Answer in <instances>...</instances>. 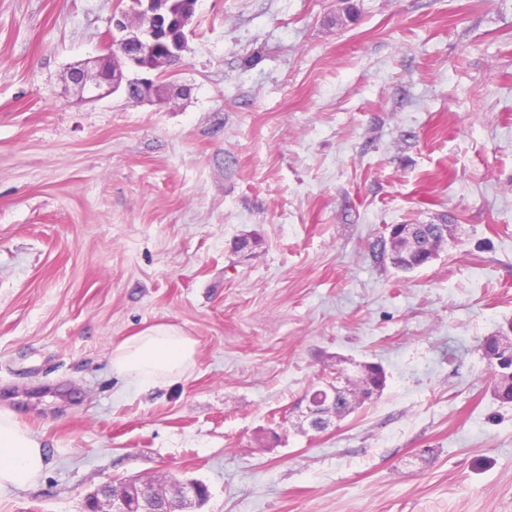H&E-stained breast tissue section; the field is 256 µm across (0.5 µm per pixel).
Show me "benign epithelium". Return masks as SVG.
Segmentation results:
<instances>
[{
    "mask_svg": "<svg viewBox=\"0 0 512 512\" xmlns=\"http://www.w3.org/2000/svg\"><path fill=\"white\" fill-rule=\"evenodd\" d=\"M144 11L149 15L145 30L132 29L125 13L112 17V31L104 41V54L91 62L81 63L70 69L69 79L76 88L77 99L85 102L102 100L120 89L140 100L165 98L158 94L155 80L148 73L155 70L151 59L155 48L163 41L171 40V71L181 66L184 55L174 42V34L183 31L186 20L171 12L166 0H143ZM361 379H347L343 367H336L330 379L312 384L303 395L304 411L300 417L308 429L323 419L340 420L336 413V395L341 388L357 387ZM205 485L192 480L170 478L163 488L151 479L139 483L132 492L126 483L105 484L85 497V512H194L205 498Z\"/></svg>",
    "mask_w": 512,
    "mask_h": 512,
    "instance_id": "1",
    "label": "benign epithelium"
}]
</instances>
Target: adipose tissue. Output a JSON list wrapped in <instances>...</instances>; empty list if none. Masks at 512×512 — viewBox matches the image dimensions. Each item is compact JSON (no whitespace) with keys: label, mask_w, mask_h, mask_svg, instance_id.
Returning <instances> with one entry per match:
<instances>
[{"label":"adipose tissue","mask_w":512,"mask_h":512,"mask_svg":"<svg viewBox=\"0 0 512 512\" xmlns=\"http://www.w3.org/2000/svg\"><path fill=\"white\" fill-rule=\"evenodd\" d=\"M196 342L173 326L158 325L130 337L112 350V369L138 385L160 384L184 376L194 363ZM45 468L42 443L0 410V489L35 483Z\"/></svg>","instance_id":"ef3b65f1"}]
</instances>
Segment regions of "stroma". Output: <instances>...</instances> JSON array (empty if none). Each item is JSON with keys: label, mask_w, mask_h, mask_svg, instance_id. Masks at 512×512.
<instances>
[{"label": "stroma", "mask_w": 512, "mask_h": 512, "mask_svg": "<svg viewBox=\"0 0 512 512\" xmlns=\"http://www.w3.org/2000/svg\"><path fill=\"white\" fill-rule=\"evenodd\" d=\"M131 0H0V407L43 444L0 512L193 478L199 512H512V0H197L163 106L77 101ZM391 224H446L410 273ZM171 325L145 390L113 347ZM387 386L337 428L289 411L337 358ZM196 342L173 326L158 325L112 349V369L138 385L172 382L194 364ZM498 336L497 332L486 336L481 344L480 348L484 351V356L488 360L487 368L490 379V391L491 396L497 402L502 405L512 404V383L509 384L506 379L503 378L502 373L498 370L495 364L489 360L488 355L495 346V338Z\"/></svg>", "instance_id": "1"}]
</instances>
